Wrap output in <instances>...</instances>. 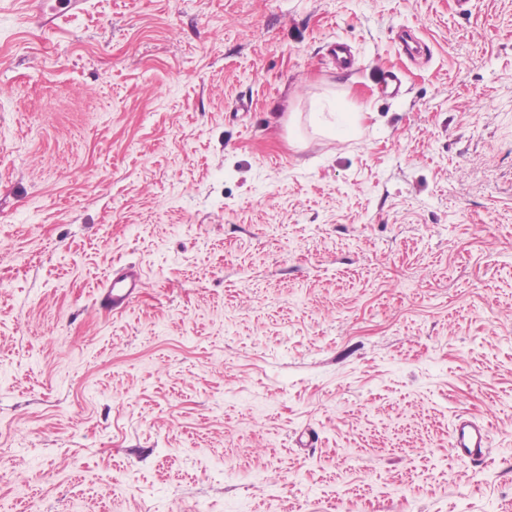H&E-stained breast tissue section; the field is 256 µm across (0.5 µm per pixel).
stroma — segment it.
Masks as SVG:
<instances>
[{"label": "stroma", "mask_w": 512, "mask_h": 512, "mask_svg": "<svg viewBox=\"0 0 512 512\" xmlns=\"http://www.w3.org/2000/svg\"><path fill=\"white\" fill-rule=\"evenodd\" d=\"M0 512H512V0H0ZM31 5L30 17L32 21L44 31L55 30L57 20L65 16V14L71 13L70 15L80 12L83 10V5L86 1L84 0H56L54 6H47L45 0H30L28 1ZM146 282L142 274L126 269L112 275L107 283L106 291L102 297L103 308L112 314L122 313L130 299L145 288ZM488 432L481 427L463 424L453 435L449 450L456 456L482 455L488 445Z\"/></svg>", "instance_id": "1"}]
</instances>
